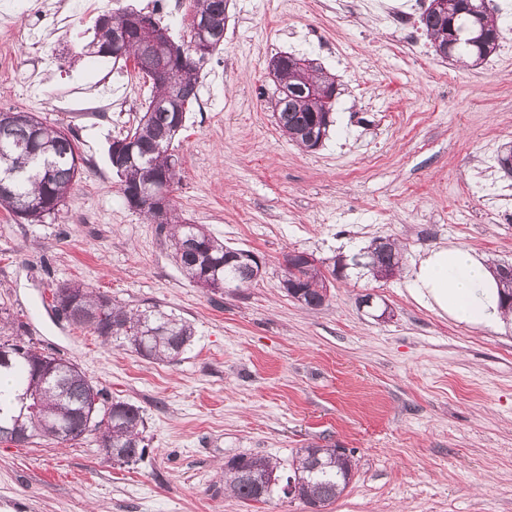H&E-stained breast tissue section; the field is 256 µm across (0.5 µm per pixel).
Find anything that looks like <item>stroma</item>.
I'll use <instances>...</instances> for the list:
<instances>
[{
    "mask_svg": "<svg viewBox=\"0 0 512 512\" xmlns=\"http://www.w3.org/2000/svg\"><path fill=\"white\" fill-rule=\"evenodd\" d=\"M187 0H13L0 24V111L72 128L85 160L64 206L41 224L0 211V314L31 345L81 369L112 399L144 413L145 457L109 460L94 439L58 446L0 442V512H307L275 491L244 504L224 491L236 455L288 461L302 448H344L353 477L326 512H512V329L456 322L419 303L412 267L452 244L512 264V187L497 155L512 145V54L478 67L437 56L422 29L390 27L361 0H228L224 44L200 71V103L174 152L182 219L226 246L257 253L247 288L213 292L180 271L155 224L119 190L108 149L144 110L149 78L89 54L96 16L135 5L179 44ZM67 18L48 30L42 15ZM295 54L334 75L330 133L305 151L275 124L269 63ZM42 92L30 97V81ZM112 107L60 109L69 91ZM404 247V268L376 281L356 270L309 309L282 288L288 254L331 262L376 239ZM81 282L130 308L157 303L188 321L189 349L168 364L102 344L59 317L53 290ZM387 304L388 318L360 307Z\"/></svg>",
    "mask_w": 512,
    "mask_h": 512,
    "instance_id": "obj_1",
    "label": "stroma"
}]
</instances>
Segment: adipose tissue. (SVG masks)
<instances>
[{
	"label": "adipose tissue",
	"mask_w": 512,
	"mask_h": 512,
	"mask_svg": "<svg viewBox=\"0 0 512 512\" xmlns=\"http://www.w3.org/2000/svg\"><path fill=\"white\" fill-rule=\"evenodd\" d=\"M416 294L455 321L497 328L506 321L500 285L485 255L456 246H440L414 266Z\"/></svg>",
	"instance_id": "ef3b65f1"
}]
</instances>
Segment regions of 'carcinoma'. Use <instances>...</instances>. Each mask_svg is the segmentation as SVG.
Returning <instances> with one entry per match:
<instances>
[{
  "instance_id": "cac0c4a2",
  "label": "carcinoma",
  "mask_w": 512,
  "mask_h": 512,
  "mask_svg": "<svg viewBox=\"0 0 512 512\" xmlns=\"http://www.w3.org/2000/svg\"><path fill=\"white\" fill-rule=\"evenodd\" d=\"M484 0H448V14L426 9L421 24L429 40L440 37L449 24L456 36L442 57L478 62L496 53V39L482 45L474 43V15H481L489 28H497L491 12L482 9ZM210 18L214 26L206 34L212 55L224 43L226 0H193L192 19ZM93 53L113 61L133 60L135 68L153 77L160 66L170 68L179 84V110L164 109L157 102L165 98L167 87L152 83L151 96L134 127L114 140L121 146V157L109 155L112 169L120 178V191L130 208L157 224V231L171 242L176 263L191 281L203 288L216 289L229 282L245 288L256 280L253 267L237 260L236 250L212 236L201 224H182L169 205L168 217L157 221L151 206L135 202L144 170L153 169L174 186L179 178L178 157L170 151L179 129L184 127L186 112L198 102L199 70L205 59L182 57L168 51L160 55L138 32L129 33L123 46L114 45L112 28L96 24L91 42ZM281 67L273 72L274 112L280 130L305 150L313 149L309 135L316 126L328 133L326 111L334 103L322 98L319 89L333 83V78L305 57L279 56ZM84 159L78 140L68 128L44 124L31 112L16 111L8 123L0 124V177L8 171L16 175L0 181V208L29 224H38L63 206L73 185L80 178ZM375 269H402L400 244L381 239L368 253ZM326 275L298 257H288L284 275L287 295L314 309L326 301ZM64 294L71 305V322L87 328L104 342L117 339L138 355L162 363H173L190 345L192 326L162 310L155 304L128 309L99 291L81 283H65L53 294ZM103 318H98V315ZM0 373L13 381L19 411L5 409L0 403V440L28 444L42 438L65 444L88 437L95 438L105 456L129 464L144 453V415L141 407L114 401L95 387L72 364L36 350L16 336L0 338ZM352 462L338 448H303L289 473L278 460L269 457L240 455L224 464V490L248 504L267 503L278 485L287 488L289 481L298 486V499L312 509L323 512L350 483Z\"/></svg>"
}]
</instances>
